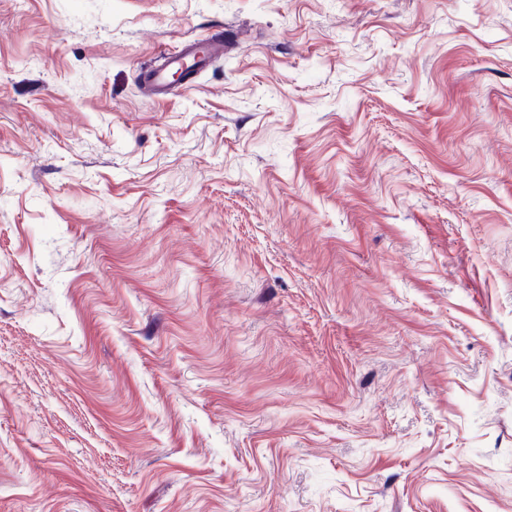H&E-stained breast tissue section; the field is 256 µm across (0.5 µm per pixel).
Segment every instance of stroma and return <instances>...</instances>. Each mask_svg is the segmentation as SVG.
<instances>
[{"label":"stroma","instance_id":"35a3bbf8","mask_svg":"<svg viewBox=\"0 0 512 512\" xmlns=\"http://www.w3.org/2000/svg\"><path fill=\"white\" fill-rule=\"evenodd\" d=\"M0 512H512V0H0ZM224 55V37L217 33L201 40L185 42L178 49L165 57L166 65L162 69H147L143 73V85L156 97L167 95L169 88L168 74L182 67L185 61L195 59L203 61V66ZM202 66V67H203Z\"/></svg>","mask_w":512,"mask_h":512}]
</instances>
